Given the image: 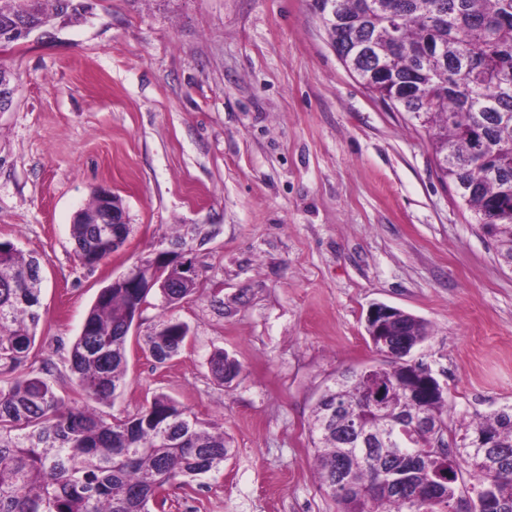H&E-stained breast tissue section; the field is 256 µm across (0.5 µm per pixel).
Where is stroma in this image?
<instances>
[{
    "label": "stroma",
    "mask_w": 512,
    "mask_h": 512,
    "mask_svg": "<svg viewBox=\"0 0 512 512\" xmlns=\"http://www.w3.org/2000/svg\"><path fill=\"white\" fill-rule=\"evenodd\" d=\"M312 0H97L54 40L0 47L17 76L0 112V241L40 257L42 318L27 365L72 384L69 350L99 291L157 250L200 288L172 308L190 342L166 364L133 324L106 412L162 392L219 421L220 473L170 487L167 512H335L308 418L338 374L383 359L372 305L428 321L413 354L448 393V423L512 405V270L442 182L428 136L342 64ZM131 232L95 268L71 225L95 189ZM242 368L219 384L208 360Z\"/></svg>",
    "instance_id": "1"
}]
</instances>
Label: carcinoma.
<instances>
[{"mask_svg": "<svg viewBox=\"0 0 512 512\" xmlns=\"http://www.w3.org/2000/svg\"><path fill=\"white\" fill-rule=\"evenodd\" d=\"M59 0H33L31 18L57 15ZM330 40H372L394 81L345 63L385 105L420 121L439 169L480 230L512 270V0H313ZM78 261L95 267L112 255V225L73 224ZM41 263L10 242L0 244V512H166L168 488L218 473L231 441L215 422L199 420L156 393L141 410L117 418L106 405L124 384L129 331L155 293L168 309L196 293L180 288H103L69 352L75 398L58 394L27 370L41 320ZM387 366L368 375L344 371L312 408L308 430L321 488L337 512H512V406L480 417L464 433L448 426V396L417 399L408 350L431 335L408 314ZM189 327L162 314L144 344L158 364L177 357ZM213 377L231 384L240 364L222 351ZM423 427L411 442L375 443L393 421ZM492 441L486 467L478 436ZM438 439L442 456L425 457ZM344 463L345 484L336 487Z\"/></svg>", "mask_w": 512, "mask_h": 512, "instance_id": "carcinoma-1", "label": "carcinoma"}]
</instances>
